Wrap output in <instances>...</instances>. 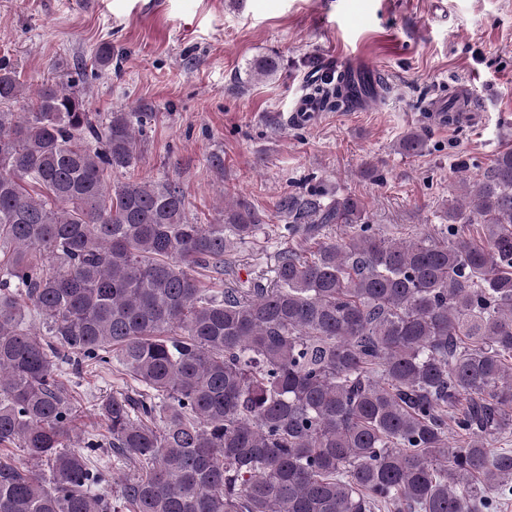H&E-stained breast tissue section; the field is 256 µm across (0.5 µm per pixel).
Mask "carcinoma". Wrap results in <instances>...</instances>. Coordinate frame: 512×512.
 Segmentation results:
<instances>
[{
    "mask_svg": "<svg viewBox=\"0 0 512 512\" xmlns=\"http://www.w3.org/2000/svg\"><path fill=\"white\" fill-rule=\"evenodd\" d=\"M111 65L105 43L83 69ZM314 93L352 104L343 81ZM151 118L100 121L73 85L28 95L0 64V452L36 466L0 459V512H493L512 496V448L492 447L512 435V149L440 240L390 242L350 195L282 198L290 246L273 283L244 288L250 207L194 224L179 182L112 181ZM474 222L478 240L459 228ZM84 366L112 378L89 424L69 380ZM119 463L114 502L96 488Z\"/></svg>",
    "mask_w": 512,
    "mask_h": 512,
    "instance_id": "carcinoma-1",
    "label": "carcinoma"
}]
</instances>
